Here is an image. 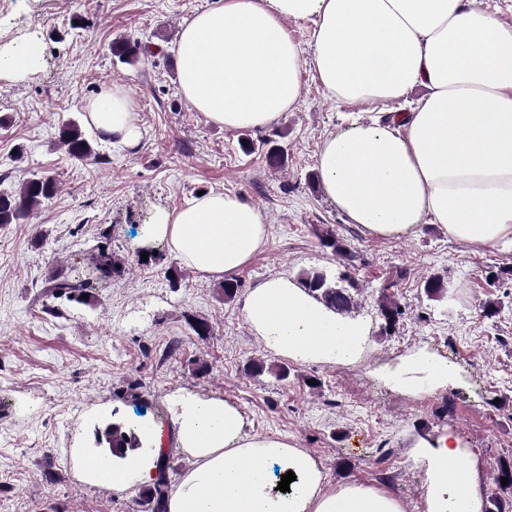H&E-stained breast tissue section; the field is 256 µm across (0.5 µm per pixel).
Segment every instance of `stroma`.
<instances>
[{"instance_id":"obj_1","label":"stroma","mask_w":512,"mask_h":512,"mask_svg":"<svg viewBox=\"0 0 512 512\" xmlns=\"http://www.w3.org/2000/svg\"><path fill=\"white\" fill-rule=\"evenodd\" d=\"M216 0H0V51L40 38L39 64L23 80L0 79V190L35 174L59 184L53 199L21 224L0 229V512H142L143 483L124 489L84 481L72 449L90 448L98 424L138 422L147 408L161 431L153 445L170 454L168 484L189 465L177 439L172 397L184 393L236 408L255 437L288 440L320 465L325 488L379 489L402 512H427L426 468L415 445L455 433L485 493L500 463L512 461V247L452 240L438 224L389 237L346 217L315 181L323 140L348 126L360 106L326 95L305 73L298 106L276 124L249 131L272 138L286 162L270 168L264 150L243 153L244 134L210 123L182 97L174 44L181 25ZM155 48L136 66L120 64L115 42ZM119 88L143 138L112 146L87 112L100 92ZM77 121L96 155L71 157L58 141ZM245 197L267 216L265 246L235 272L225 299L219 278L197 272L158 242L141 260L144 225L198 192ZM332 233L348 246L334 256ZM119 264L88 301L56 298L52 284L92 266L99 250ZM320 267L349 271L356 284L346 312L367 336L360 354L311 362L272 351L243 311L246 293L274 275L296 278ZM438 276L448 296L428 299ZM389 293L402 307L385 328L378 305ZM499 303L495 316L483 306ZM207 322L209 335L193 330ZM426 354L447 364L450 381L406 383L402 371ZM265 365L262 374L251 363ZM288 370L279 379L276 368ZM318 388H311V381Z\"/></svg>"}]
</instances>
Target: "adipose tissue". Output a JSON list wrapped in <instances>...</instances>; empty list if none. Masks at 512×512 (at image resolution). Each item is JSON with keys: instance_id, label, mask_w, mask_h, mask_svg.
<instances>
[{"instance_id": "1", "label": "adipose tissue", "mask_w": 512, "mask_h": 512, "mask_svg": "<svg viewBox=\"0 0 512 512\" xmlns=\"http://www.w3.org/2000/svg\"><path fill=\"white\" fill-rule=\"evenodd\" d=\"M313 22L312 54L286 29ZM179 90L227 131L264 129L295 109L305 72L340 102L389 105L414 88L427 96L408 112L357 120L326 138L318 171L327 198L350 223L379 236L421 224L493 248L512 244V26L470 0H218L186 20L175 45ZM101 139L135 145L140 129L128 99L113 90L89 107ZM153 239L189 267L224 276L264 246L266 214L229 192L159 209ZM243 310L280 355L311 362L356 357L365 327L342 319L284 276L251 288ZM178 437L191 466L166 512H401L399 502L362 485L329 493L317 462L288 441L250 436L223 403L177 401ZM464 452L448 433L417 445L427 473L428 512H484L474 468L448 476ZM92 480L116 486L153 478L155 456L104 455L82 463ZM294 472L289 492L283 474Z\"/></svg>"}]
</instances>
